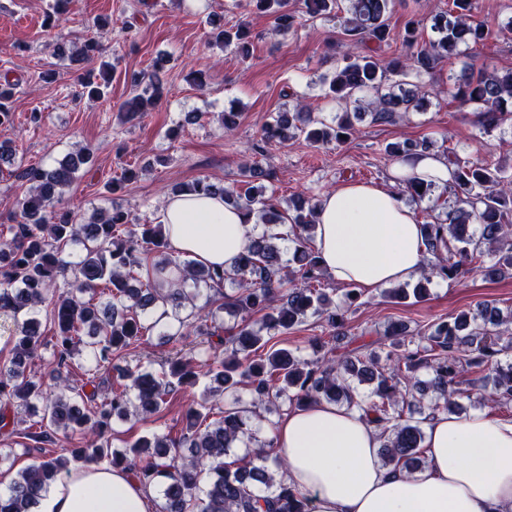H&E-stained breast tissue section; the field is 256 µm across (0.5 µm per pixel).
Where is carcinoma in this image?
Instances as JSON below:
<instances>
[{
    "label": "carcinoma",
    "instance_id": "obj_1",
    "mask_svg": "<svg viewBox=\"0 0 512 512\" xmlns=\"http://www.w3.org/2000/svg\"><path fill=\"white\" fill-rule=\"evenodd\" d=\"M274 18V31L286 35L299 26L300 16L288 0H247ZM305 13L315 17L334 14L348 37L349 50L335 74L323 79L326 96L343 112L329 123L298 104L277 113L262 130V153L272 143L286 144L305 136L314 143L340 142L353 133L352 119L368 115L371 122H393L400 114L424 109L425 93L416 79L441 62L451 60L462 45L485 41L490 31L471 21L473 0H451L448 10L432 18L435 37L418 42L417 22L410 19L403 42L412 52L382 60L378 51L389 45L388 19L396 0H303ZM247 27L217 28L209 44L235 46L249 53ZM455 97L475 106L482 133L489 135L512 120V70L499 73L484 67L451 76ZM16 84L0 83V126L12 123ZM157 76L144 82L133 79L130 96L120 111L143 115L162 97ZM426 137L390 143L386 153L397 160L426 151ZM451 181L445 187L452 205L445 218L424 223L425 247L437 259L430 276L413 288L419 299L428 294L431 278L443 281L465 277L490 255L495 264L486 274H512V176L500 165L463 161L453 151L446 156ZM91 153L79 148L50 168L29 166L20 177L30 183L19 201L18 221L8 226L10 239L0 244V312L23 314L12 336L11 357L0 365V430L16 424L12 433L47 442L51 448L17 471L0 491V512H31L49 483L60 479L76 462L129 469L144 485L163 474V503L159 512H311L310 496L277 480L270 472L267 448H259L230 464L224 460L236 442L251 438L246 409L239 406L240 390L248 391L252 406H266L285 397L295 406L325 399L357 407L380 428L383 466L408 473L423 465L420 456L424 431L420 422L403 419L405 397L400 385L428 372L427 387L435 400L427 416L450 409L457 378L472 369L492 381L490 402H512V313L498 308L463 311L453 321L420 327L410 340L403 323H393L392 337L381 363L371 350L354 351L334 361L304 359L278 346L284 335L308 316L322 319L331 330L344 325V311L332 305L323 284L324 271L314 246L318 200L303 198L292 211L280 209L274 195L251 188L231 192L203 179L177 184L172 192L220 193L224 200L255 215L267 226L291 225L292 231L257 235L238 256L234 269L216 274L168 250L160 224L128 229L129 215L118 207L96 211L80 222L60 206L63 190L90 164ZM149 267L161 272L175 267L184 272L190 287L163 288L157 280L137 287V271ZM172 310L173 322L151 320L158 305ZM51 309L54 336L40 333L41 313ZM241 317V323L220 338L225 357L208 364L209 393L229 397L223 406L203 402L182 414L180 435H142L112 446L107 433L116 420L139 416L145 420L165 409L169 395L198 379L194 357L179 349L157 371H130L118 385L101 376L105 363L137 346L154 331L170 343L184 344L192 336H216L222 314ZM260 315V323L249 319ZM52 347L57 359L54 388L31 375L41 350ZM86 376L73 383L75 357ZM368 382V399L356 395L354 382ZM37 420L27 423L24 416Z\"/></svg>",
    "mask_w": 512,
    "mask_h": 512
}]
</instances>
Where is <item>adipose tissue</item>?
I'll return each instance as SVG.
<instances>
[{"mask_svg": "<svg viewBox=\"0 0 512 512\" xmlns=\"http://www.w3.org/2000/svg\"><path fill=\"white\" fill-rule=\"evenodd\" d=\"M448 162L421 152L395 162L384 183L348 182L319 200L315 248L336 283L366 290L418 276L428 255L402 189L445 187ZM160 221L170 250L213 269H232L255 219L221 195L169 197ZM270 453L314 512H512V420L481 412L430 417L426 464L409 474L383 467L379 430L358 411L321 400L289 410L271 428ZM151 488L107 464L72 467L42 491L35 512H149Z\"/></svg>", "mask_w": 512, "mask_h": 512, "instance_id": "1", "label": "adipose tissue"}]
</instances>
